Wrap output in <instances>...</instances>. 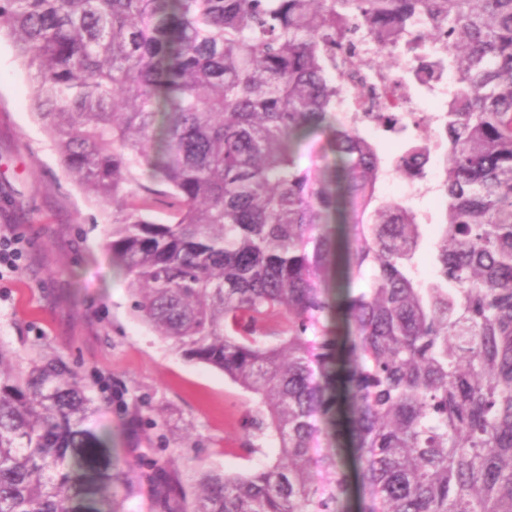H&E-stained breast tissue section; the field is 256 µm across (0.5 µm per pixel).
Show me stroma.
I'll use <instances>...</instances> for the list:
<instances>
[{"mask_svg": "<svg viewBox=\"0 0 512 512\" xmlns=\"http://www.w3.org/2000/svg\"><path fill=\"white\" fill-rule=\"evenodd\" d=\"M111 221L63 172L27 71L0 34V228L25 245L19 271L0 273V348L25 359L54 354L77 373L101 407L89 425L110 429L113 463L126 474L112 488V512H158L141 473L170 460L185 479L239 472L278 448L248 455L247 394L172 352L137 317L105 247Z\"/></svg>", "mask_w": 512, "mask_h": 512, "instance_id": "1", "label": "stroma"}]
</instances>
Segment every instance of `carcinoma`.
<instances>
[{"label": "carcinoma", "mask_w": 512, "mask_h": 512, "mask_svg": "<svg viewBox=\"0 0 512 512\" xmlns=\"http://www.w3.org/2000/svg\"><path fill=\"white\" fill-rule=\"evenodd\" d=\"M413 27L456 92L389 160L332 73L399 66ZM2 30L135 311L280 448L191 495L157 468L162 512H512V0H0ZM439 156L441 223L380 193ZM97 409L59 357L0 349V512H112Z\"/></svg>", "instance_id": "obj_1"}]
</instances>
